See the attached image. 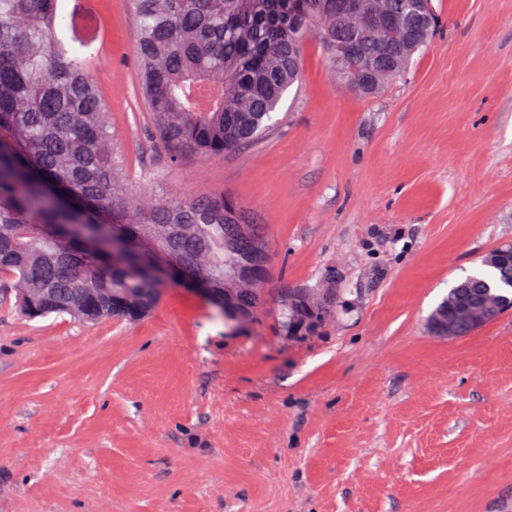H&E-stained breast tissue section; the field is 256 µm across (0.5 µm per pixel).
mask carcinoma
<instances>
[{
	"label": "carcinoma",
	"instance_id": "1",
	"mask_svg": "<svg viewBox=\"0 0 512 512\" xmlns=\"http://www.w3.org/2000/svg\"><path fill=\"white\" fill-rule=\"evenodd\" d=\"M60 0H0V280L18 305L22 289L50 288L36 317L136 321L158 302L162 283L135 255L112 261L86 236L152 237L173 258L168 279L202 280L210 298L242 317L276 304L279 332L319 334L336 318V289L265 288L271 264L264 225L224 193L136 202L116 152L108 105L89 63L61 37ZM139 33L138 92L158 139L178 163L187 154L218 157L265 135L272 114L300 77L307 38L331 51L347 0H131ZM432 34L380 74L371 94L401 77ZM399 35L367 30L359 51L386 59ZM504 269L484 281L512 299ZM105 292L88 299L89 289ZM84 302L87 311L62 305Z\"/></svg>",
	"mask_w": 512,
	"mask_h": 512
}]
</instances>
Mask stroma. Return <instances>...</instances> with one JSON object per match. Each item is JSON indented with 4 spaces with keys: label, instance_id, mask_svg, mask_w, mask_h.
Segmentation results:
<instances>
[{
    "label": "stroma",
    "instance_id": "obj_1",
    "mask_svg": "<svg viewBox=\"0 0 512 512\" xmlns=\"http://www.w3.org/2000/svg\"><path fill=\"white\" fill-rule=\"evenodd\" d=\"M144 198L224 192L265 225L270 288L331 285L303 340L233 329L167 282L139 321L30 318L0 296V512H497L512 499V311L430 332L512 244V0H432L378 95L318 41L272 131L172 163L137 95L129 0H63Z\"/></svg>",
    "mask_w": 512,
    "mask_h": 512
}]
</instances>
